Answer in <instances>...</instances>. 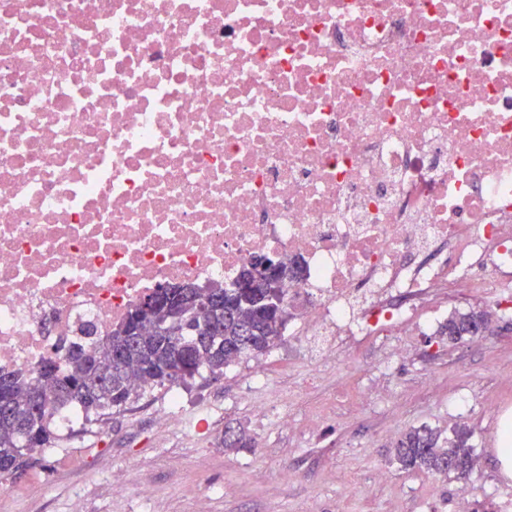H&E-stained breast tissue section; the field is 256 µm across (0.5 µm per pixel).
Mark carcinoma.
<instances>
[{
    "instance_id": "carcinoma-1",
    "label": "carcinoma",
    "mask_w": 512,
    "mask_h": 512,
    "mask_svg": "<svg viewBox=\"0 0 512 512\" xmlns=\"http://www.w3.org/2000/svg\"><path fill=\"white\" fill-rule=\"evenodd\" d=\"M262 256L255 255L231 288L201 289L192 284L174 286L176 303L167 311L142 313L143 331L126 335L138 304L119 329L105 336L87 331L61 343L69 369L62 372L46 361L32 376L0 372V478L33 465L32 454L56 445L52 415L75 409L85 415H106L148 391L171 386L224 368L250 354L274 347L288 321L282 285L256 274ZM204 294L209 307L198 309L193 298ZM488 320L484 311L455 313L442 326L451 342L468 337L470 326ZM184 358L192 362L184 373L169 369ZM472 433L454 427L451 433L426 425L406 432L395 445V460L404 470L466 478L475 461ZM224 447L249 448L251 438L239 429L224 431Z\"/></svg>"
}]
</instances>
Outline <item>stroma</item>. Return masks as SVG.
Returning <instances> with one entry per match:
<instances>
[{
	"mask_svg": "<svg viewBox=\"0 0 512 512\" xmlns=\"http://www.w3.org/2000/svg\"><path fill=\"white\" fill-rule=\"evenodd\" d=\"M449 311H486L488 329L475 342H449L440 325L418 331L411 356L378 369L384 350L371 345L355 352L336 347L335 376L313 361L284 356L287 338L269 351L270 379L288 388L289 407L300 426L297 436L251 419V374L247 360L223 374L184 381L189 409L219 404L224 411L205 431L190 433L154 426L164 399L157 389L105 415L107 430L83 424L61 435L68 460L40 462L0 485V512H71L82 498L84 512H195L196 498L208 497V512H500L512 504V469L499 458V431L512 422V313L489 307L480 296L449 304ZM379 391L376 400L367 392ZM468 396L460 409L458 399ZM464 425L473 432L476 464L467 478L444 479L404 471L392 459L408 430ZM242 428L248 448L225 447L226 428ZM97 484L82 492V473ZM135 470L155 489L151 504L120 496L115 488ZM292 480L278 484L281 470ZM38 483L24 500L16 490Z\"/></svg>",
	"mask_w": 512,
	"mask_h": 512,
	"instance_id": "stroma-1",
	"label": "stroma"
}]
</instances>
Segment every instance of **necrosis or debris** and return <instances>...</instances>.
Returning a JSON list of instances; mask_svg holds the SVG:
<instances>
[{
    "label": "necrosis or debris",
    "instance_id": "1",
    "mask_svg": "<svg viewBox=\"0 0 512 512\" xmlns=\"http://www.w3.org/2000/svg\"><path fill=\"white\" fill-rule=\"evenodd\" d=\"M259 254L321 362L512 310V0H0V370Z\"/></svg>",
    "mask_w": 512,
    "mask_h": 512
}]
</instances>
